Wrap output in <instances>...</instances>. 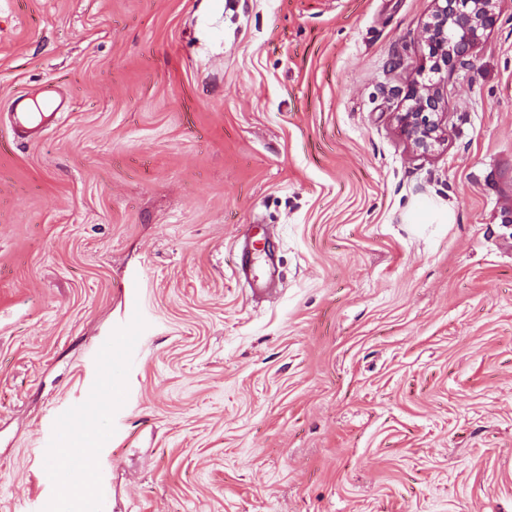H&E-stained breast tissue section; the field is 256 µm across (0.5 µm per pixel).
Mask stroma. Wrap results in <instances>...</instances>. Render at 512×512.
Segmentation results:
<instances>
[{
    "mask_svg": "<svg viewBox=\"0 0 512 512\" xmlns=\"http://www.w3.org/2000/svg\"><path fill=\"white\" fill-rule=\"evenodd\" d=\"M433 6L0 0V512H512V0L423 157ZM405 102L408 104L395 113V119L414 150L428 154L443 145L447 130L443 120L446 112H442L445 101L440 82L412 83L407 88ZM140 343V336L134 332H126L113 342H108L107 346L112 351V359H125L128 355L134 353ZM110 407V398L96 389L87 392L81 407L57 420L58 428L76 430L82 428L89 421H95L104 410Z\"/></svg>",
    "mask_w": 512,
    "mask_h": 512,
    "instance_id": "1",
    "label": "stroma"
}]
</instances>
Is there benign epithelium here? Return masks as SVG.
<instances>
[{"label": "benign epithelium", "instance_id": "obj_1", "mask_svg": "<svg viewBox=\"0 0 512 512\" xmlns=\"http://www.w3.org/2000/svg\"><path fill=\"white\" fill-rule=\"evenodd\" d=\"M434 2L435 10L424 25V37L419 47V71L439 74L467 62L481 36L498 24L499 13L495 0ZM405 101L406 105L396 113L395 119L414 150L428 154L443 145L447 130L440 83H412L407 88Z\"/></svg>", "mask_w": 512, "mask_h": 512}]
</instances>
